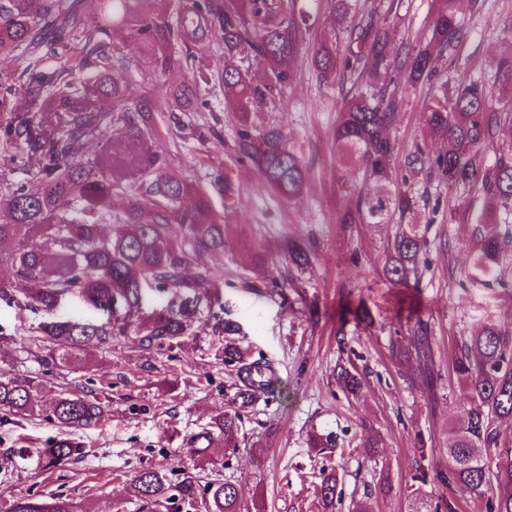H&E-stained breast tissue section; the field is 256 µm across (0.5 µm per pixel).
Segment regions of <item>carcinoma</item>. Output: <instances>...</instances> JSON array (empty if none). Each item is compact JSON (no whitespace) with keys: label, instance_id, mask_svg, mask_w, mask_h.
I'll return each instance as SVG.
<instances>
[{"label":"carcinoma","instance_id":"carcinoma-1","mask_svg":"<svg viewBox=\"0 0 512 512\" xmlns=\"http://www.w3.org/2000/svg\"><path fill=\"white\" fill-rule=\"evenodd\" d=\"M91 14L84 0H0V59L11 57L27 66L23 84L33 97L34 109L0 125V301L16 295L52 312L76 298L97 313L85 319L55 317L38 327L48 354L45 366L75 367L84 363V346L106 344L116 336L134 334L146 349H172L194 335L197 288L220 285L215 271L198 256L224 251L223 218L213 209L210 194L175 174L157 152H122L118 145L141 141L156 130L158 105L150 87L157 81L182 76L171 85L166 110L199 112L206 107L197 88L211 81L188 43L214 41L224 47V107L237 114L239 150L256 167L264 185L293 200L302 195L306 173L296 152L287 145L283 130L269 124L257 130L251 115L273 101L274 91L290 84L293 61L303 42L295 21L297 0H190L182 11L194 21L172 22L170 0H99ZM325 7L331 26L314 39L310 61L322 81L367 77L366 90L344 100L333 132L336 151L363 170L373 190L358 196L355 211L345 224H391L394 217L412 211L413 199L397 184L395 144L390 135L404 85L430 82L437 63L466 37L462 18L464 0H437L429 42L418 48L390 47L386 31L370 16L355 18L352 0H306ZM121 29L139 43L149 60L142 82L132 85L101 74L99 49L109 45L112 31ZM64 51L80 57L90 70V82L71 90L66 70L42 66L43 58ZM261 68L265 79H256ZM495 83L499 108L489 105L491 90L481 81L458 85L453 94L431 101L427 132L439 147L418 151L410 165H418L450 186H481L488 212L512 213V42L499 62ZM57 118L55 133L44 130L45 113ZM117 141L110 154L94 161L80 155L82 146L106 134ZM498 141L493 164L480 169L475 155L488 141ZM19 146L22 154L10 152ZM135 168L143 179L126 188V172ZM211 185L224 197L235 194L233 183L220 170ZM124 196L125 207L112 215V197ZM109 225L111 233H103ZM476 269L494 274L505 242L495 224L479 223ZM425 247L417 224H400L387 244L384 272L403 282L417 274ZM284 251L297 266L306 260L304 243L288 240ZM166 297L162 309L129 321L141 311L147 292ZM215 331L224 335V366L233 372V394L225 409L190 443L206 441L194 452L207 455L212 448L239 447L238 433L247 409L262 396L276 392L278 378L272 364L254 358L235 342L238 325L220 319ZM417 359L429 368L430 339L419 329ZM453 372L466 402L452 421L448 465L434 479L450 488L463 486L484 499V512H512V438L499 424L512 421V336L494 324L483 326L462 340ZM336 385L345 395H359L365 376L349 361L336 366ZM44 380L32 376L18 382L0 375V413L26 419L46 414L58 427L78 430L98 423L105 405L96 393L61 391L41 399ZM318 453L337 450V436L310 435ZM82 454L77 443L62 439L48 448H7L0 452V487L9 485L23 466L51 468ZM411 512H459L450 498L433 499L422 486L427 473L413 477ZM339 479L336 468L321 473L320 494L325 512H333ZM145 508H165L175 502L205 512H241L243 490L231 482L203 487L187 476L171 483L161 470L147 468L134 479ZM7 512H91L63 495L21 496L10 501Z\"/></svg>","mask_w":512,"mask_h":512}]
</instances>
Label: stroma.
I'll list each match as a JSON object with an SVG mask.
<instances>
[{
  "label": "stroma",
  "instance_id": "stroma-1",
  "mask_svg": "<svg viewBox=\"0 0 512 512\" xmlns=\"http://www.w3.org/2000/svg\"><path fill=\"white\" fill-rule=\"evenodd\" d=\"M356 14L373 16L389 31L394 45L425 44L434 21L433 0H354ZM468 34L461 46L438 63L449 85L480 79L493 84L500 53L512 40V0H478L467 8ZM294 81L253 117L285 132L306 171V188L292 201L266 190L254 167L242 160L239 124L224 108L218 81L201 86L208 107L184 112L176 131L168 112L156 115L157 132L148 148L166 154L179 175L209 188L223 171L237 187L233 203L213 193L224 218V250L202 255L224 280L222 296L210 285L198 288L196 334L174 350H144L136 336L114 338L92 348L78 369H43L25 352L35 345L37 328L48 312L0 303V371L19 381L43 373L52 390H91L106 400L98 423L72 432L45 416L21 424L0 419V451L47 448L71 439L84 453L48 470L28 471L0 489V512L18 496L61 493L96 512H141L132 480L148 467L171 481L192 475L240 485L244 512H324L320 472L335 466L344 502L365 500L375 512H408L412 477L448 463V425L464 402L451 373L462 340L482 326L512 331V243L495 279L472 277L479 252L472 234L484 208L471 186L451 187L411 170L407 156L432 148L426 138L429 86L406 88L391 136L402 190L414 199L405 215L426 240L416 276L389 281L383 274L386 245L394 225L346 224L359 192L367 184L357 167L336 153L332 131L345 97L357 90L354 79L327 85L317 77L308 50L294 61ZM310 242L304 269L288 264L285 238ZM227 312L241 327L240 339L253 356L274 366L275 396L260 399L244 418L237 454L215 451L199 464L185 440L224 409L231 379L214 357L220 339L214 317ZM428 329L432 373L415 361L413 332ZM358 356L368 380L361 396L346 399L333 370L341 347ZM336 433L343 453L326 458L308 446L312 429ZM380 448L368 456L370 438Z\"/></svg>",
  "mask_w": 512,
  "mask_h": 512
}]
</instances>
